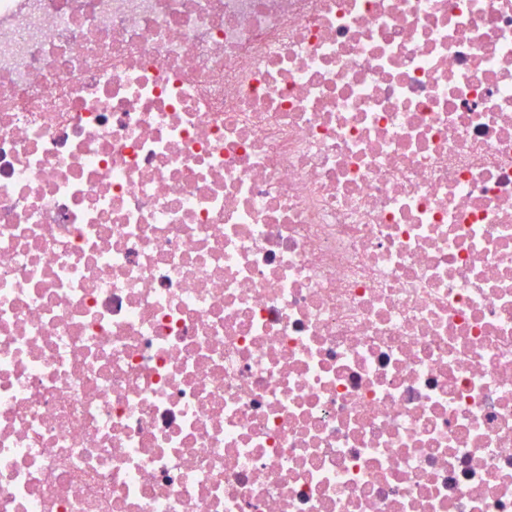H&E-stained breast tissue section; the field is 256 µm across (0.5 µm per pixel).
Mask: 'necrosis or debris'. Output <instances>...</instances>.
I'll use <instances>...</instances> for the list:
<instances>
[{
  "mask_svg": "<svg viewBox=\"0 0 512 512\" xmlns=\"http://www.w3.org/2000/svg\"><path fill=\"white\" fill-rule=\"evenodd\" d=\"M0 512H512V0H0Z\"/></svg>",
  "mask_w": 512,
  "mask_h": 512,
  "instance_id": "4bbe7bcc",
  "label": "necrosis or debris"
}]
</instances>
